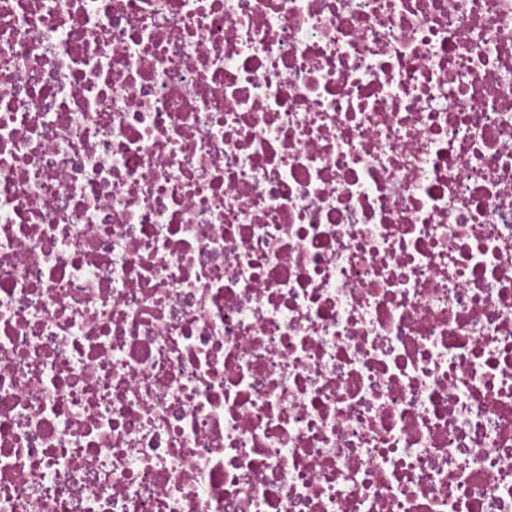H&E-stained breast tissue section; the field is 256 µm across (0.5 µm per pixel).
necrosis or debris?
I'll return each instance as SVG.
<instances>
[{"label":"necrosis or debris","instance_id":"obj_1","mask_svg":"<svg viewBox=\"0 0 512 512\" xmlns=\"http://www.w3.org/2000/svg\"><path fill=\"white\" fill-rule=\"evenodd\" d=\"M0 512H512V0H0Z\"/></svg>","mask_w":512,"mask_h":512}]
</instances>
